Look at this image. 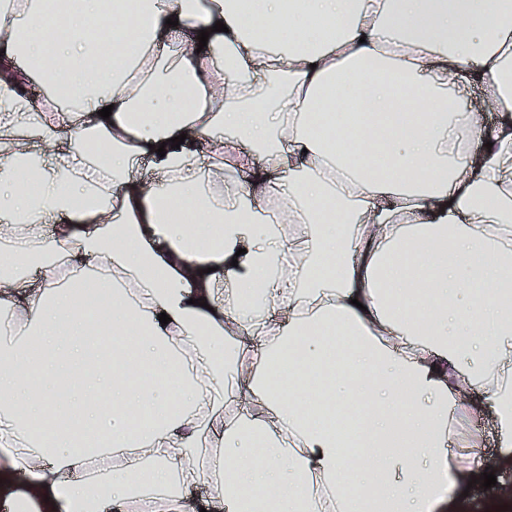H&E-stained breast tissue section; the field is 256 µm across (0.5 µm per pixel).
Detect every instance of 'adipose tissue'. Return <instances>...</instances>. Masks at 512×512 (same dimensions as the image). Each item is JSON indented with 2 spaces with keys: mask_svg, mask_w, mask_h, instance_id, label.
<instances>
[{
  "mask_svg": "<svg viewBox=\"0 0 512 512\" xmlns=\"http://www.w3.org/2000/svg\"><path fill=\"white\" fill-rule=\"evenodd\" d=\"M507 58L512 0H0L9 512H438L474 393L512 465Z\"/></svg>",
  "mask_w": 512,
  "mask_h": 512,
  "instance_id": "ef3b65f1",
  "label": "adipose tissue"
}]
</instances>
